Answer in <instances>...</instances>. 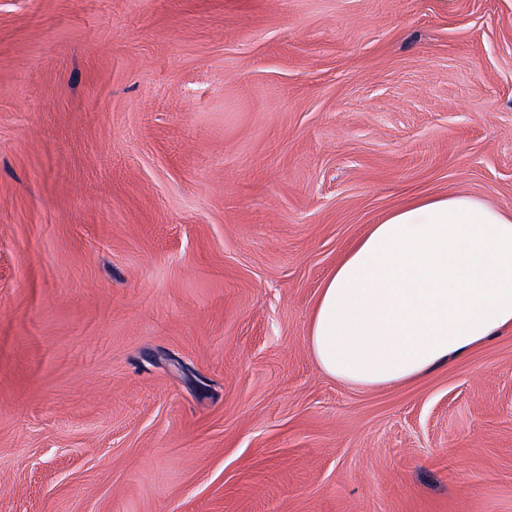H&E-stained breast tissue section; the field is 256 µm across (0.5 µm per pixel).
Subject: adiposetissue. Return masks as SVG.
<instances>
[{"instance_id":"ef3b65f1","label":"adipose tissue","mask_w":512,"mask_h":512,"mask_svg":"<svg viewBox=\"0 0 512 512\" xmlns=\"http://www.w3.org/2000/svg\"><path fill=\"white\" fill-rule=\"evenodd\" d=\"M512 329V212L476 195L409 200L324 280L308 330L330 376L407 383Z\"/></svg>"}]
</instances>
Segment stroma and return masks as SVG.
Returning <instances> with one entry per match:
<instances>
[{"instance_id":"1","label":"stroma","mask_w":512,"mask_h":512,"mask_svg":"<svg viewBox=\"0 0 512 512\" xmlns=\"http://www.w3.org/2000/svg\"><path fill=\"white\" fill-rule=\"evenodd\" d=\"M445 193L512 211V0H0V512H512L511 329L308 342Z\"/></svg>"}]
</instances>
